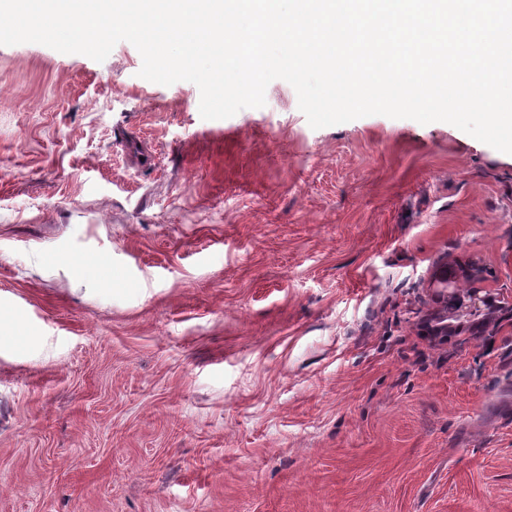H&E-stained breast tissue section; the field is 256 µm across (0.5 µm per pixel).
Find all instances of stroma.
Wrapping results in <instances>:
<instances>
[{
    "label": "stroma",
    "instance_id": "35a3bbf8",
    "mask_svg": "<svg viewBox=\"0 0 512 512\" xmlns=\"http://www.w3.org/2000/svg\"><path fill=\"white\" fill-rule=\"evenodd\" d=\"M141 66L0 45V512H512V155ZM474 262L506 310L429 347Z\"/></svg>",
    "mask_w": 512,
    "mask_h": 512
}]
</instances>
